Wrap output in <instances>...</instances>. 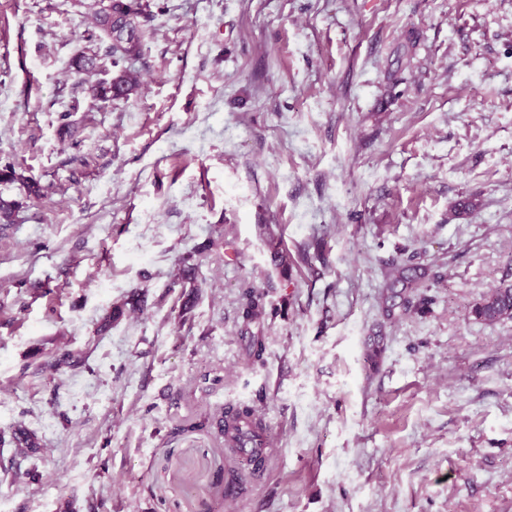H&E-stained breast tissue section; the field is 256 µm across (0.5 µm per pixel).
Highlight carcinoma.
<instances>
[{"mask_svg": "<svg viewBox=\"0 0 512 512\" xmlns=\"http://www.w3.org/2000/svg\"><path fill=\"white\" fill-rule=\"evenodd\" d=\"M110 10L91 5L92 22L97 30V38L108 43L115 75L108 80H97L89 87L91 96L106 102L126 99L143 86V73L134 66L142 58L145 29L140 18L145 14L146 5L142 0H108ZM78 73L93 76L99 71L97 55H79L71 62ZM425 277L418 268L398 267L387 277L384 294V313L386 318H395V310L406 314L421 308L426 298L412 293L416 284ZM265 316V295L252 286L243 289L240 295V317L243 330L248 334L246 356L248 362L255 364L263 360L265 336L262 331H250ZM476 321L494 323L504 318H512V284H501L482 294L479 302L471 310ZM85 365V358L72 352H64L43 365L44 369L58 372L62 369H77ZM254 410L248 406L230 407L224 411L219 422L221 432L229 440H239L244 435L241 424L249 419ZM17 448L16 455L0 459V472L5 475H22L19 457H28L41 451L34 434L26 432L12 436Z\"/></svg>", "mask_w": 512, "mask_h": 512, "instance_id": "1", "label": "carcinoma"}]
</instances>
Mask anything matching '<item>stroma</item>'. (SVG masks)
<instances>
[{
  "instance_id": "1",
  "label": "stroma",
  "mask_w": 512,
  "mask_h": 512,
  "mask_svg": "<svg viewBox=\"0 0 512 512\" xmlns=\"http://www.w3.org/2000/svg\"><path fill=\"white\" fill-rule=\"evenodd\" d=\"M142 2L146 84L102 103L70 68H111L84 8L0 0V434L41 446L0 507L512 512V319L469 314L512 283V0ZM395 266L431 301L388 322ZM244 284L266 294L257 367ZM64 349L86 369L33 373ZM229 402L274 440L231 491L196 427Z\"/></svg>"
}]
</instances>
